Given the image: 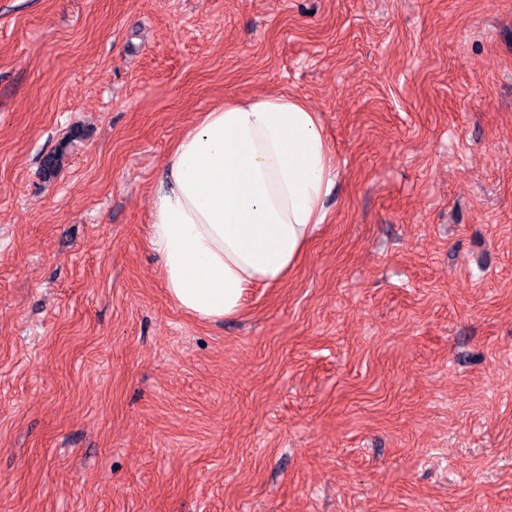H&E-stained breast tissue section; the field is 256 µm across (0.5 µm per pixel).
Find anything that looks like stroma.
<instances>
[{
	"instance_id": "35a3bbf8",
	"label": "stroma",
	"mask_w": 512,
	"mask_h": 512,
	"mask_svg": "<svg viewBox=\"0 0 512 512\" xmlns=\"http://www.w3.org/2000/svg\"><path fill=\"white\" fill-rule=\"evenodd\" d=\"M270 93L327 221L200 320L152 187ZM0 512H512V0H0Z\"/></svg>"
}]
</instances>
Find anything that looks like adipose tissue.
I'll list each match as a JSON object with an SVG mask.
<instances>
[{
	"label": "adipose tissue",
	"mask_w": 512,
	"mask_h": 512,
	"mask_svg": "<svg viewBox=\"0 0 512 512\" xmlns=\"http://www.w3.org/2000/svg\"><path fill=\"white\" fill-rule=\"evenodd\" d=\"M336 178L317 112L299 97L229 99L177 137L154 188L149 245L173 303L219 321L280 283L325 223Z\"/></svg>",
	"instance_id": "1"
}]
</instances>
